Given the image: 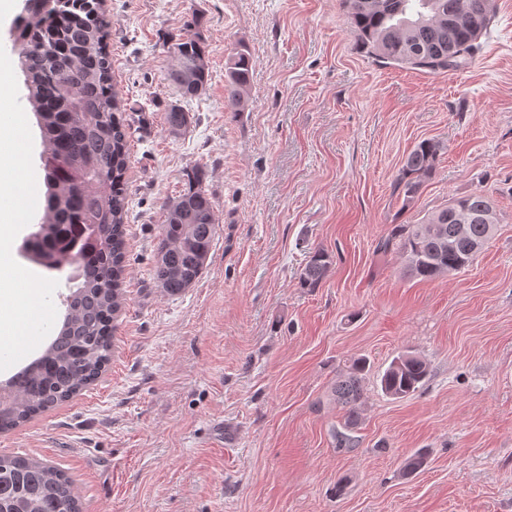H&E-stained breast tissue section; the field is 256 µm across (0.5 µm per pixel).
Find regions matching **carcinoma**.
<instances>
[{"mask_svg":"<svg viewBox=\"0 0 512 512\" xmlns=\"http://www.w3.org/2000/svg\"><path fill=\"white\" fill-rule=\"evenodd\" d=\"M358 49L381 67L398 65L432 72L469 64L479 50L471 22L486 29L493 0H343ZM110 24L100 0H65L61 5L14 20L22 47L19 64L27 98L35 112L45 150L43 216L25 238L27 258L50 272L64 258L73 267L66 276V313L43 354L0 383V432L12 430L63 403L105 371L112 356L113 322L125 301V221L129 162L127 133L112 84L108 51ZM175 62L166 79L184 98L200 96L209 80L198 37L171 44ZM195 63L193 71L186 64ZM252 59L244 49L227 64L224 100L232 112L244 111ZM188 120L182 107L165 113L169 131ZM440 146L418 143L406 157L394 191L411 203L435 170ZM189 188L178 197L180 211L165 206L154 279L168 296L183 293L201 276L216 233L214 201L203 187L204 172L188 173ZM497 223L491 200L483 193L452 199L418 224H396L379 251L398 252L405 274L429 281L467 267L493 236ZM332 260L316 250L300 273L304 288L317 287ZM365 358L352 361L336 382L337 403L346 410V431L336 433L340 448H351L348 431L362 403ZM429 375L427 363L408 352L393 357L380 376L383 393L404 398L417 393ZM429 457L422 448L404 466L422 469ZM0 512H80L72 481L38 460L0 455Z\"/></svg>","mask_w":512,"mask_h":512,"instance_id":"cac0c4a2","label":"carcinoma"}]
</instances>
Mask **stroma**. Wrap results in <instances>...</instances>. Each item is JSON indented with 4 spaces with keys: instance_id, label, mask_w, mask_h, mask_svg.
I'll use <instances>...</instances> for the list:
<instances>
[{
    "instance_id": "1",
    "label": "stroma",
    "mask_w": 512,
    "mask_h": 512,
    "mask_svg": "<svg viewBox=\"0 0 512 512\" xmlns=\"http://www.w3.org/2000/svg\"><path fill=\"white\" fill-rule=\"evenodd\" d=\"M103 9L130 141L126 303L102 378L0 433V454L62 471L82 512H512V0H494L470 64L436 73L378 66L341 0ZM196 34L209 81L185 99L166 43ZM238 48L253 69L231 112ZM176 102L190 123L173 134ZM424 139L441 150L407 205L394 181ZM196 166L218 226L202 276L171 297L153 278L164 206ZM479 191L497 226L468 268L420 281L379 252L392 225ZM318 248L332 266L301 287ZM403 351L429 376L396 399L378 376ZM361 356L356 445L340 448L332 390ZM421 448L427 466L403 475ZM251 71L252 59L245 49L236 51L229 58L224 78V100L231 112L244 111Z\"/></svg>"
}]
</instances>
